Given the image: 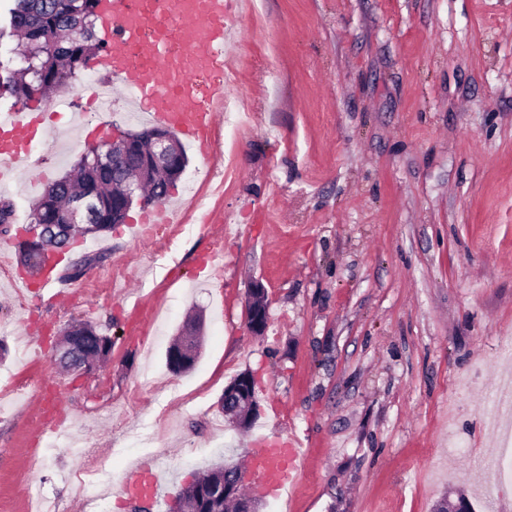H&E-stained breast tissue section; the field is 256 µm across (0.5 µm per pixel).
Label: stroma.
Listing matches in <instances>:
<instances>
[{"label":"stroma","mask_w":512,"mask_h":512,"mask_svg":"<svg viewBox=\"0 0 512 512\" xmlns=\"http://www.w3.org/2000/svg\"><path fill=\"white\" fill-rule=\"evenodd\" d=\"M233 28L227 96L249 115L219 128L213 182H194L208 163L188 148L168 199L206 195L208 223L188 218L146 243L128 231L137 206L63 252L59 297L32 276L0 278V387L15 382L0 409V512H30L33 486L56 512H131L128 467L160 461L170 498L194 473L247 463L261 436L305 449L296 485L263 512H433L461 495L475 512H512V483L481 496L505 374L497 349L512 337V0H251ZM104 76L89 61L54 98H0V112L31 113L59 146L0 188L13 272L15 233L80 160L82 125L107 138L149 125L120 100L102 115L54 113ZM218 242L215 279L204 266ZM87 255L94 264L68 280ZM255 281L268 306L260 336L246 319ZM197 312L201 354L172 372L167 350ZM78 319L112 339L87 376L51 360L54 336ZM243 372L258 417L236 430L221 398ZM45 392L72 408L58 439L38 436Z\"/></svg>","instance_id":"35a3bbf8"}]
</instances>
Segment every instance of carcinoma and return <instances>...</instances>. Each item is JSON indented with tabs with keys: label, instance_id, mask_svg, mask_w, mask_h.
<instances>
[{
	"label": "carcinoma",
	"instance_id": "cac0c4a2",
	"mask_svg": "<svg viewBox=\"0 0 512 512\" xmlns=\"http://www.w3.org/2000/svg\"><path fill=\"white\" fill-rule=\"evenodd\" d=\"M101 0H13L9 9L11 33L25 41L20 53L23 66L16 68L14 58H0V96L7 93L18 102L31 99V91H43L65 86L86 64L89 55L105 49V41L97 36L95 27ZM112 155V144L86 148L75 173L50 183L32 211V227L43 232L39 221L63 223L60 214L70 198L80 189L94 192L90 199L88 223L83 230L69 226L63 239L53 242L62 248L75 235H96L124 222L127 211L123 197V176L103 164ZM142 190L161 203L169 192L155 182L153 174H144ZM75 340L90 361L104 362L112 350V338L96 332L93 336H77Z\"/></svg>",
	"mask_w": 512,
	"mask_h": 512
}]
</instances>
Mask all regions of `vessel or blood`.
Instances as JSON below:
<instances>
[{
    "label": "vessel or blood",
    "instance_id": "1",
    "mask_svg": "<svg viewBox=\"0 0 512 512\" xmlns=\"http://www.w3.org/2000/svg\"><path fill=\"white\" fill-rule=\"evenodd\" d=\"M229 0H109L102 13L107 45L101 64L133 109L186 137L205 159L224 109L223 81L201 88L200 73L224 64L232 29ZM35 128L24 112L0 113V179L15 175ZM301 450L293 439H261L249 456L255 488L276 493L294 484ZM163 476L153 463L126 472L128 498L160 499Z\"/></svg>",
    "mask_w": 512,
    "mask_h": 512
}]
</instances>
